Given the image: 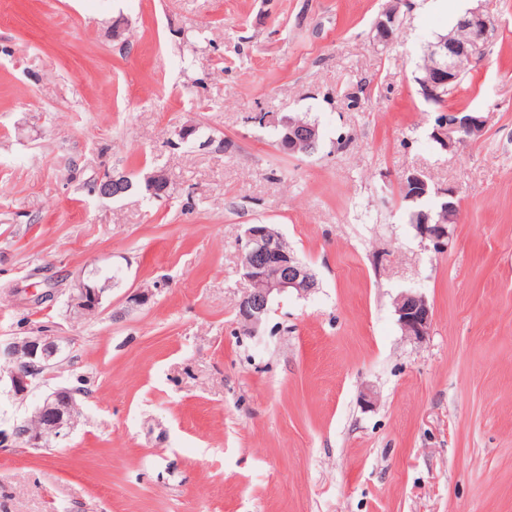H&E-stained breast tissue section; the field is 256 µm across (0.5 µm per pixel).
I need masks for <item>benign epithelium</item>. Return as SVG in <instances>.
I'll return each mask as SVG.
<instances>
[{
  "label": "benign epithelium",
  "instance_id": "7a95c632",
  "mask_svg": "<svg viewBox=\"0 0 512 512\" xmlns=\"http://www.w3.org/2000/svg\"><path fill=\"white\" fill-rule=\"evenodd\" d=\"M457 19V25L469 33L462 41H438L429 48L433 60L432 71L420 85V94L433 103L442 99L448 84L452 83L460 70V64L480 62L484 55L491 28L489 0H474ZM408 0H394L376 19L373 31L377 42L387 45L399 23L401 7ZM259 124H272L282 132V144L290 153L300 145L314 143L319 138V127L315 123L294 122L273 114L260 113L254 117ZM487 118L481 112H450L443 114L433 131V137L446 149L458 142H477L485 131ZM126 187L125 176L108 174L102 183L101 196L114 198ZM402 192L409 193L408 199L418 200L431 193L448 195V189H431L429 182L418 172L404 175L399 182ZM417 235L437 248L448 243V227L430 222V215L417 213L415 223ZM251 245V260L245 267L244 279L249 288L238 304V315L246 329L255 334L266 317L272 302L280 295L294 291L306 296L317 288V282L310 269L288 249L282 236L272 232L263 224H253L246 231ZM109 290L105 282L91 288L86 281L77 279L68 289V304L74 312L83 314L99 310L104 294ZM397 322L404 335L420 340L428 335L433 321L432 308L426 297L420 293L406 291L400 294L395 304ZM24 360L15 361V344L0 345V362L7 365L6 375L0 374V382L7 381L6 394L10 397L25 395L33 383L50 366L56 364L62 353L61 346L51 336H33L25 340ZM40 410L52 416L50 429H31L27 423L14 427V433L25 440V445L37 448L49 437L64 438L77 423L78 404L75 392L60 387L47 394Z\"/></svg>",
  "mask_w": 512,
  "mask_h": 512
}]
</instances>
